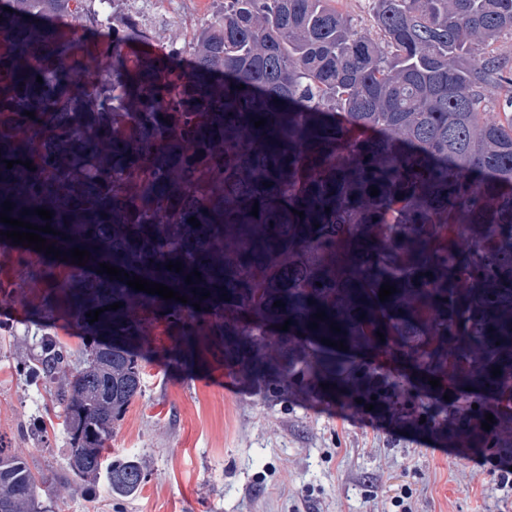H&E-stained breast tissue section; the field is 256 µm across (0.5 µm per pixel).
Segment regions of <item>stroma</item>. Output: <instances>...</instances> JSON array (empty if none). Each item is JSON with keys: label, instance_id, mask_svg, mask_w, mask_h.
<instances>
[{"label": "stroma", "instance_id": "stroma-1", "mask_svg": "<svg viewBox=\"0 0 512 512\" xmlns=\"http://www.w3.org/2000/svg\"><path fill=\"white\" fill-rule=\"evenodd\" d=\"M121 7L145 21L152 47L182 48L210 19L214 0ZM0 291L12 298L0 308V436L51 477L52 512H363L375 495L403 498L411 512H512V468L495 449L457 459L427 428L340 418L299 382L271 389L242 378L224 355L220 309L186 327L141 310L144 393L110 446L113 455L142 458L147 478L137 496L110 501L105 479L80 486L68 469V436L48 410L57 382L28 376L45 338L83 362L89 336L62 306L45 318L44 297H61V289L15 287L0 268ZM464 467L482 472L484 485L458 488L453 476Z\"/></svg>", "mask_w": 512, "mask_h": 512}]
</instances>
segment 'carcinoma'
I'll use <instances>...</instances> for the list:
<instances>
[{
    "instance_id": "cac0c4a2",
    "label": "carcinoma",
    "mask_w": 512,
    "mask_h": 512,
    "mask_svg": "<svg viewBox=\"0 0 512 512\" xmlns=\"http://www.w3.org/2000/svg\"><path fill=\"white\" fill-rule=\"evenodd\" d=\"M105 2L0 0V15L13 10L0 28V185L14 184L0 212L8 201L9 216L66 227L62 252L99 244L90 257L178 291L188 309L241 314L224 348L248 374L278 375L257 351L272 338L282 371L322 399L372 404L407 426L427 416L468 449L512 455V95L492 115L485 94L512 88V59L495 52L512 37V0H372L376 40L332 0H224L185 49L188 73L164 52L86 67L103 48L151 40L139 16L110 15ZM73 17L106 44L65 39ZM16 264L34 284L35 266L60 282L90 335L99 322L86 314L122 303L104 319L112 345H93L77 367L47 338L34 379L62 380L51 402L75 480L104 469L109 498L136 495L143 462L109 448L143 393L132 309L187 317L52 255ZM384 284L396 292L382 302ZM477 385L491 406L464 399ZM50 486L0 443V512H50Z\"/></svg>"
}]
</instances>
